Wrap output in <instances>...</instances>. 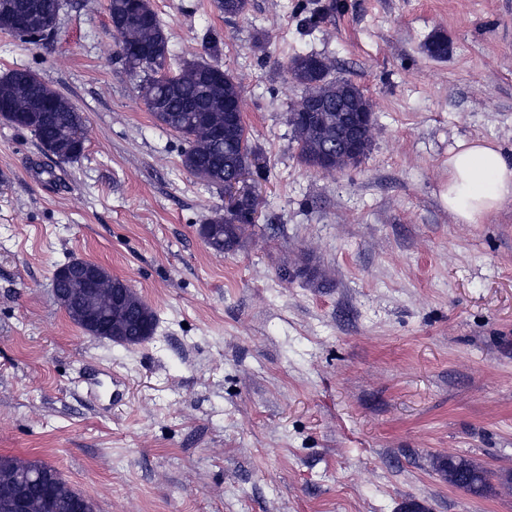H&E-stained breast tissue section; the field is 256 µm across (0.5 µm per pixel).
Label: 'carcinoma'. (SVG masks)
Returning a JSON list of instances; mask_svg holds the SVG:
<instances>
[{"label":"carcinoma","instance_id":"obj_1","mask_svg":"<svg viewBox=\"0 0 512 512\" xmlns=\"http://www.w3.org/2000/svg\"><path fill=\"white\" fill-rule=\"evenodd\" d=\"M249 0H214L215 8L226 17L243 15ZM140 13L149 17L145 26L126 25L116 28L120 42L143 44L152 55H120L129 71L139 81V89L146 110L161 125L178 133L186 143L182 153V165L194 176L207 166L212 169L208 184L224 186V179L238 166H245L258 179L267 175L264 154L251 144L244 123H224V99L239 98L242 85L226 72L220 85L210 81L214 65L197 58L184 59L172 79L160 82L156 75L166 67L170 59L169 35L159 20L151 0H138ZM61 10L59 0H0V32L13 34L20 18H25L42 32L52 33L57 29ZM426 51L434 58L448 56V40L436 35L426 45ZM317 55L297 53L285 67L286 76L300 86L305 94H314L328 105L336 103V96L352 88V81L329 77V70L315 65ZM0 100L9 103L14 117L0 119L19 129L30 132L43 149L51 152L63 162L74 161L84 151L85 117L63 95L48 86L34 71L25 68L13 69L0 75ZM51 101L55 112L51 115L40 110V106ZM223 126L222 137L213 136L214 129ZM298 158L310 166L312 156L319 152L315 140L296 138ZM255 209L244 205L236 210L216 211L199 226V235L215 252L221 254L238 247L254 223ZM54 478L60 507L54 512H73L66 507L67 501L84 495L63 478L61 473L48 467Z\"/></svg>","mask_w":512,"mask_h":512}]
</instances>
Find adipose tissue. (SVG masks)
<instances>
[{"instance_id":"adipose-tissue-1","label":"adipose tissue","mask_w":512,"mask_h":512,"mask_svg":"<svg viewBox=\"0 0 512 512\" xmlns=\"http://www.w3.org/2000/svg\"><path fill=\"white\" fill-rule=\"evenodd\" d=\"M441 201L456 223H484L512 204V155L487 138L457 141L448 152Z\"/></svg>"}]
</instances>
